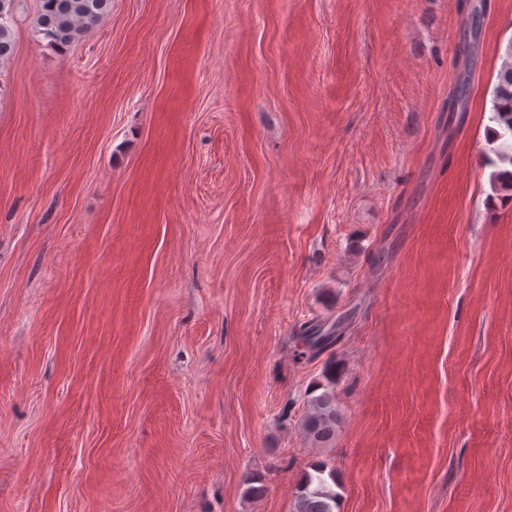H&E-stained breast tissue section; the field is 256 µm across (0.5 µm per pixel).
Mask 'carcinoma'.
<instances>
[{
    "instance_id": "carcinoma-1",
    "label": "carcinoma",
    "mask_w": 512,
    "mask_h": 512,
    "mask_svg": "<svg viewBox=\"0 0 512 512\" xmlns=\"http://www.w3.org/2000/svg\"><path fill=\"white\" fill-rule=\"evenodd\" d=\"M112 0H38L35 17L36 32L48 43L63 51L96 26L110 11ZM17 0H0V64L14 51V25ZM493 120L499 128L491 130L492 140H512V46L494 90ZM493 189L512 198V169L493 176ZM307 349L297 353L301 358L308 350L318 351L335 343L333 328L321 323L306 327L303 332ZM340 414L336 400L329 391L309 400V411L303 420L305 432L316 442L326 443L336 434ZM336 482V470L326 462L312 465L298 488L292 512H336L338 494L329 486Z\"/></svg>"
}]
</instances>
